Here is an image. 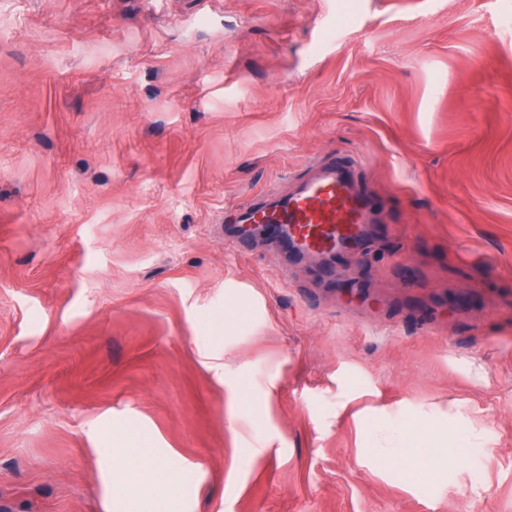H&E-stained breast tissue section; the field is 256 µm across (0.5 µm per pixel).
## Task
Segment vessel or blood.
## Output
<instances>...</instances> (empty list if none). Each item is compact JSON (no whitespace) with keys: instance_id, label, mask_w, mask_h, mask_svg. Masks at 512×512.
<instances>
[{"instance_id":"b4317fda","label":"vessel or blood","mask_w":512,"mask_h":512,"mask_svg":"<svg viewBox=\"0 0 512 512\" xmlns=\"http://www.w3.org/2000/svg\"><path fill=\"white\" fill-rule=\"evenodd\" d=\"M369 203L344 168L330 166L270 207L249 209L245 220L268 225L306 253L326 256L356 246L364 237Z\"/></svg>"}]
</instances>
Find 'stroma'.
Wrapping results in <instances>:
<instances>
[{
    "label": "stroma",
    "mask_w": 512,
    "mask_h": 512,
    "mask_svg": "<svg viewBox=\"0 0 512 512\" xmlns=\"http://www.w3.org/2000/svg\"><path fill=\"white\" fill-rule=\"evenodd\" d=\"M330 162L355 250L239 231ZM432 409L462 465L371 457ZM130 437L145 512H512V0H0V512ZM126 456L139 462L138 471L122 469L123 472L117 474L115 488L118 493L125 495V497L121 499L126 503L125 511L143 512L139 510L138 498L151 496L155 487L160 483H166L169 486L172 485V478L164 467L159 466L152 458L143 455L139 448H136L134 445H130L126 448L124 457ZM140 471H146L150 473L151 479L149 481H143L136 474H134ZM126 473H132L133 478L127 479L125 476ZM132 486L137 489V494L133 496H127V492Z\"/></svg>",
    "instance_id": "35a3bbf8"
}]
</instances>
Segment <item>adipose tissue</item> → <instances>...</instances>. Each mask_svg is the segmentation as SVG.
<instances>
[{"instance_id": "ef3b65f1", "label": "adipose tissue", "mask_w": 512, "mask_h": 512, "mask_svg": "<svg viewBox=\"0 0 512 512\" xmlns=\"http://www.w3.org/2000/svg\"><path fill=\"white\" fill-rule=\"evenodd\" d=\"M379 438L372 446L373 455L383 464H397L406 467L410 474L442 473L449 464H460L465 460L459 450L448 447V440L442 428L433 426L429 419L419 418L417 423L405 425L381 424L377 428ZM128 458L137 461L139 470L150 473V480L126 478L118 474L115 488L124 494L126 512H140L139 498L153 494L156 486L171 483L168 471L152 458L143 455L136 446L125 450Z\"/></svg>"}]
</instances>
